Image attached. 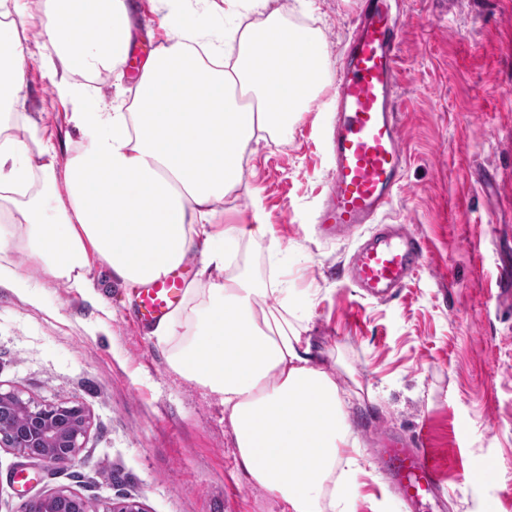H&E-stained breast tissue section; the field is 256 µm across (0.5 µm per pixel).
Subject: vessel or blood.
<instances>
[{"instance_id":"b4317fda","label":"vessel or blood","mask_w":512,"mask_h":512,"mask_svg":"<svg viewBox=\"0 0 512 512\" xmlns=\"http://www.w3.org/2000/svg\"><path fill=\"white\" fill-rule=\"evenodd\" d=\"M398 0H360L346 61L336 76V119L326 134L330 184L315 222L325 231L359 241L349 278L364 296L386 301L422 266L426 245L407 224H383L407 165L403 129L395 110L401 26ZM187 280L174 270L138 288L141 322L152 325L181 299ZM410 512L441 502L448 464L431 453L424 434L404 440L384 435L375 450Z\"/></svg>"}]
</instances>
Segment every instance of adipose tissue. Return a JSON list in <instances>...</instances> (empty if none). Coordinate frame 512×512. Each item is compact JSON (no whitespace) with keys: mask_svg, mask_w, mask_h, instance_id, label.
<instances>
[{"mask_svg":"<svg viewBox=\"0 0 512 512\" xmlns=\"http://www.w3.org/2000/svg\"><path fill=\"white\" fill-rule=\"evenodd\" d=\"M157 4L171 38L143 65L133 111L76 113L80 144L64 168L39 144L42 190H27L37 133L25 142L0 134V200L12 206L0 224V280L26 284L33 264L85 292L95 257L132 288L200 257L184 306L150 331L169 367L220 396L238 467L285 512H352L363 467L346 391L322 366L290 289L229 270L247 238H271L280 263L275 231L220 223L215 209L244 184L256 132L287 131L307 111L329 78L326 47L304 26L218 33L177 0ZM132 10L131 0H55L36 20L56 49L49 66L64 76L111 71L127 54ZM31 21L0 0V107L22 97ZM59 180L69 199L61 209L50 205ZM213 269L224 278L208 280Z\"/></svg>","mask_w":512,"mask_h":512,"instance_id":"adipose-tissue-1","label":"adipose tissue"}]
</instances>
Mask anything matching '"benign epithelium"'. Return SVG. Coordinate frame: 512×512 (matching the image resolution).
<instances>
[{"label":"benign epithelium","mask_w":512,"mask_h":512,"mask_svg":"<svg viewBox=\"0 0 512 512\" xmlns=\"http://www.w3.org/2000/svg\"><path fill=\"white\" fill-rule=\"evenodd\" d=\"M90 414L80 404L43 405L23 398L14 389L0 390V447L21 456L38 454L51 465L74 466L82 461L84 439ZM81 495L60 490L40 499L33 512H63ZM102 512H144L140 502L121 498L103 507Z\"/></svg>","instance_id":"1"}]
</instances>
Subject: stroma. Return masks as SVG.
Returning <instances> with one entry per match:
<instances>
[{
	"label": "stroma",
	"mask_w": 512,
	"mask_h": 512,
	"mask_svg": "<svg viewBox=\"0 0 512 512\" xmlns=\"http://www.w3.org/2000/svg\"><path fill=\"white\" fill-rule=\"evenodd\" d=\"M359 0H314L307 11L268 0L243 12L255 28L275 17L315 29L331 72L343 64ZM399 97L407 165L388 209L427 245L423 266L384 302L348 278L355 239L320 236L313 222L329 185L327 82L280 139L254 145L248 185L224 221L262 216L288 249V286L308 333L341 384L373 397L348 408L365 469L353 512H406L374 458L380 434L425 432L452 457L446 512H512V0H402ZM26 88L0 121L28 140L37 127L65 165L79 139L75 112L131 106L136 78L46 67L55 50L32 24L23 36ZM32 288L0 281V387L42 404H83L92 417L83 462L53 467L0 447V512L65 489L89 505L122 497L145 512H282L235 463L218 396L172 372L166 351L133 323L131 296L98 261L88 278L102 304L31 271Z\"/></svg>",
	"instance_id": "obj_1"
}]
</instances>
